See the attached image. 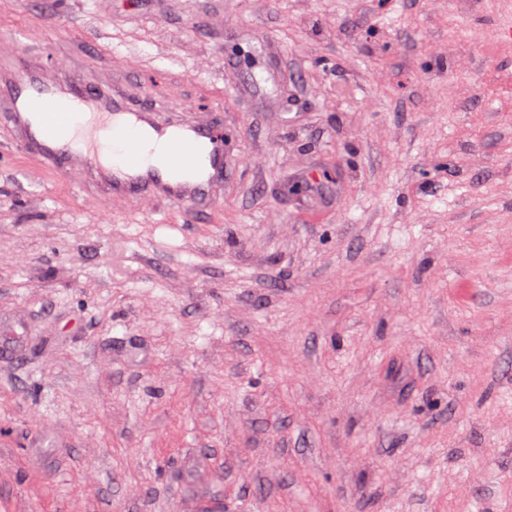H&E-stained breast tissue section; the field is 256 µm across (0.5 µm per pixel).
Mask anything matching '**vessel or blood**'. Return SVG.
<instances>
[{
    "label": "vessel or blood",
    "mask_w": 512,
    "mask_h": 512,
    "mask_svg": "<svg viewBox=\"0 0 512 512\" xmlns=\"http://www.w3.org/2000/svg\"><path fill=\"white\" fill-rule=\"evenodd\" d=\"M140 101L63 76L38 64L19 67L0 79V130L27 156L39 159L50 176L86 180L96 195L151 199L194 213L211 204L224 187V124L162 121L151 101L161 86L155 77L141 82ZM105 118L123 149L110 162L97 151L64 138L70 109ZM166 139L170 157L157 165L140 161L144 133Z\"/></svg>",
    "instance_id": "vessel-or-blood-1"
}]
</instances>
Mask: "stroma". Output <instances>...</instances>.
<instances>
[{"instance_id": "obj_1", "label": "stroma", "mask_w": 512, "mask_h": 512, "mask_svg": "<svg viewBox=\"0 0 512 512\" xmlns=\"http://www.w3.org/2000/svg\"><path fill=\"white\" fill-rule=\"evenodd\" d=\"M498 9L0 0V65L161 71L165 117L232 134L192 219L0 138V512H512Z\"/></svg>"}]
</instances>
